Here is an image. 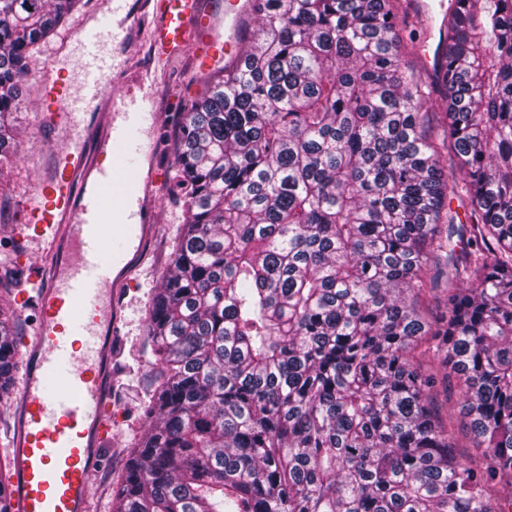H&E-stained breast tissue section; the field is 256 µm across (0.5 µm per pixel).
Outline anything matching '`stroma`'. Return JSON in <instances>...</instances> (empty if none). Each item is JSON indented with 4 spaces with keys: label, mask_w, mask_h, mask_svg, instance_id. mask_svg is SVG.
<instances>
[{
    "label": "stroma",
    "mask_w": 512,
    "mask_h": 512,
    "mask_svg": "<svg viewBox=\"0 0 512 512\" xmlns=\"http://www.w3.org/2000/svg\"><path fill=\"white\" fill-rule=\"evenodd\" d=\"M413 2L397 0L395 7L404 17L400 35L407 50V61L426 78L430 71L424 56L434 52L438 32L420 27L413 14ZM58 43V38L53 37L33 51L32 73L21 89L20 105L15 114L17 152L8 162L0 164V276L8 274L16 278L18 289L27 288L29 278L21 265L22 257H29L33 262L38 259L36 244L18 232L22 208L35 201L37 186L52 166L43 149L47 132L41 123L43 95L35 72ZM204 85L192 56L180 58L167 68L156 99L162 117V124L155 133L157 165L172 167L181 102L194 99ZM155 211L156 232L143 244L131 268L129 286L116 299L120 321L113 337L112 380L108 385L112 402V446L105 451L94 472L89 512H112L111 487L124 466L122 451L136 442L145 430L142 408L146 390L153 380L150 357L145 352L146 308L154 288L168 271L172 241L182 222L181 205L170 185L157 188ZM18 289L0 288V313L15 324L18 337L23 338L32 335L36 315L30 309L17 310Z\"/></svg>",
    "instance_id": "1"
}]
</instances>
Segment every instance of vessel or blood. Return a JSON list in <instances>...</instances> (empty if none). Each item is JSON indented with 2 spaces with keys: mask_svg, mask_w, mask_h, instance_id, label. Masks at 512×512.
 <instances>
[{
  "mask_svg": "<svg viewBox=\"0 0 512 512\" xmlns=\"http://www.w3.org/2000/svg\"><path fill=\"white\" fill-rule=\"evenodd\" d=\"M211 19L203 0H100L48 57L40 78L56 147L27 228L42 247L30 272L35 309L24 341L26 372L12 440L11 512H87L91 478L112 444L106 367L117 295L154 227L153 198L165 171L152 165L159 74L189 48L209 65L214 43L196 46ZM145 37L152 56L135 89L115 90L128 69L117 50ZM71 67L69 81L54 72Z\"/></svg>",
  "mask_w": 512,
  "mask_h": 512,
  "instance_id": "b4317fda",
  "label": "vessel or blood"
}]
</instances>
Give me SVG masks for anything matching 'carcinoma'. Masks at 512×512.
Segmentation results:
<instances>
[{
	"instance_id": "carcinoma-1",
	"label": "carcinoma",
	"mask_w": 512,
	"mask_h": 512,
	"mask_svg": "<svg viewBox=\"0 0 512 512\" xmlns=\"http://www.w3.org/2000/svg\"><path fill=\"white\" fill-rule=\"evenodd\" d=\"M76 3L0 0V161L32 50ZM253 12L244 64L181 108L184 224L115 512H512V0L443 23L439 143L392 0ZM421 344L481 452L458 451ZM15 346L0 321L3 395Z\"/></svg>"
}]
</instances>
